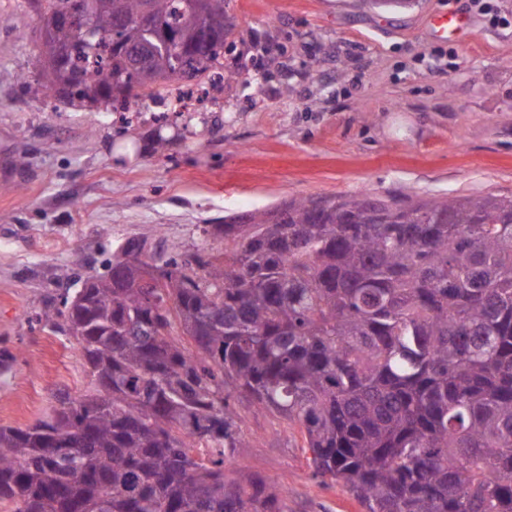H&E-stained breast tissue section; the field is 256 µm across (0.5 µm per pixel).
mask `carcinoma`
I'll use <instances>...</instances> for the list:
<instances>
[{
	"mask_svg": "<svg viewBox=\"0 0 512 512\" xmlns=\"http://www.w3.org/2000/svg\"><path fill=\"white\" fill-rule=\"evenodd\" d=\"M82 2L102 32L125 17L118 39L89 51L59 23L76 0H44L40 86L77 70L91 106L109 85L160 98L233 46L226 0ZM204 233L224 251L162 260L158 290L123 286L154 259L132 237L45 307L94 387L0 427L3 512H288L274 478L227 475L239 402L297 430L313 476L365 512H512V197H324Z\"/></svg>",
	"mask_w": 512,
	"mask_h": 512,
	"instance_id": "carcinoma-1",
	"label": "carcinoma"
}]
</instances>
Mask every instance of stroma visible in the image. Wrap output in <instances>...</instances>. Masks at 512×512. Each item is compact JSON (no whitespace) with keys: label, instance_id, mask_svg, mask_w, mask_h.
Listing matches in <instances>:
<instances>
[{"label":"stroma","instance_id":"1","mask_svg":"<svg viewBox=\"0 0 512 512\" xmlns=\"http://www.w3.org/2000/svg\"><path fill=\"white\" fill-rule=\"evenodd\" d=\"M229 0L233 81L168 123V101L125 119L72 99L45 103L27 0H0V426L26 427L57 391L91 387L76 342L40 319L79 280L58 282L73 252L103 272L131 237L171 254L214 246L209 224L306 198L512 197V0ZM452 10L474 27L438 40ZM168 143L156 151L157 139ZM25 166H17L18 154ZM246 445L229 471L275 477L288 512H363L312 475L300 437L241 405Z\"/></svg>","mask_w":512,"mask_h":512}]
</instances>
